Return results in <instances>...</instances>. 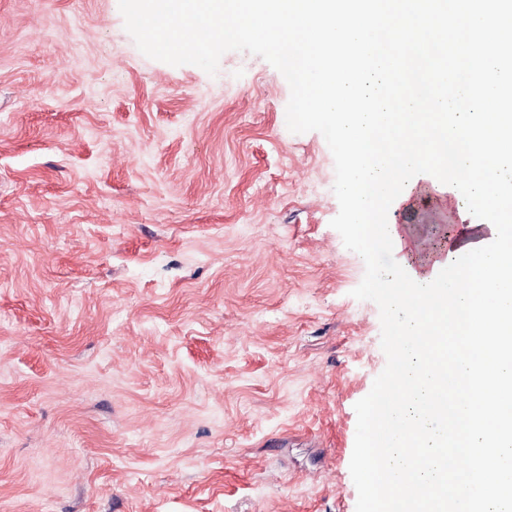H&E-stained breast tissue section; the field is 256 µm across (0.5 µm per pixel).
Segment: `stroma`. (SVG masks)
<instances>
[{
	"label": "stroma",
	"instance_id": "35a3bbf8",
	"mask_svg": "<svg viewBox=\"0 0 512 512\" xmlns=\"http://www.w3.org/2000/svg\"><path fill=\"white\" fill-rule=\"evenodd\" d=\"M289 98L118 0H0V512H356L380 315Z\"/></svg>",
	"mask_w": 512,
	"mask_h": 512
}]
</instances>
